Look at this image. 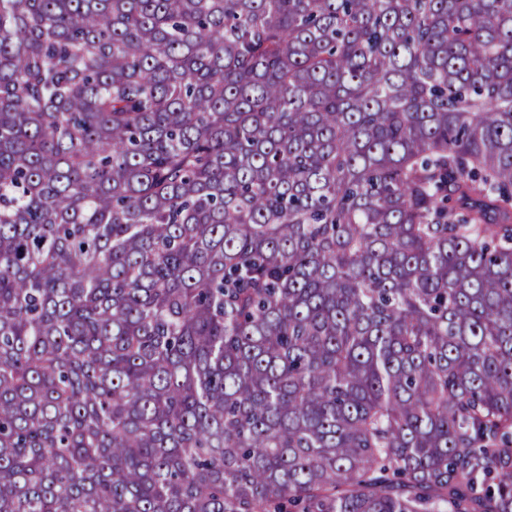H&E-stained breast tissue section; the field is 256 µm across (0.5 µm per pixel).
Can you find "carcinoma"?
<instances>
[{"label":"carcinoma","instance_id":"cac0c4a2","mask_svg":"<svg viewBox=\"0 0 512 512\" xmlns=\"http://www.w3.org/2000/svg\"><path fill=\"white\" fill-rule=\"evenodd\" d=\"M0 512H512V0H0Z\"/></svg>","mask_w":512,"mask_h":512}]
</instances>
